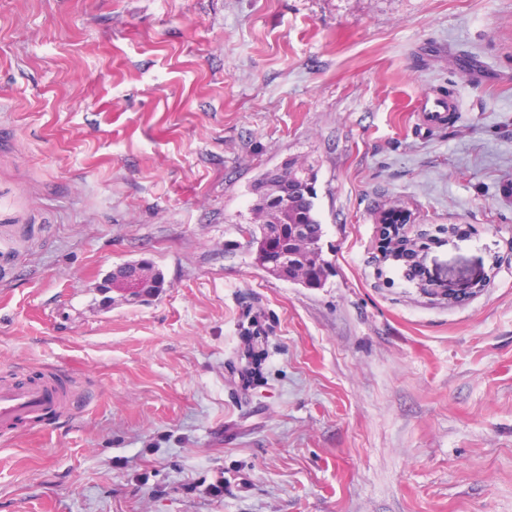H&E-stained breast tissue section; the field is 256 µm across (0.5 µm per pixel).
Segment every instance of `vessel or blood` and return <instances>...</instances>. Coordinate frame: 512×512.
<instances>
[{
  "label": "vessel or blood",
  "mask_w": 512,
  "mask_h": 512,
  "mask_svg": "<svg viewBox=\"0 0 512 512\" xmlns=\"http://www.w3.org/2000/svg\"><path fill=\"white\" fill-rule=\"evenodd\" d=\"M458 109L455 97L439 92L423 97L418 104L424 121L431 125L446 123ZM80 396L70 379L62 376L52 382H1L0 433L22 426L30 429L40 426L45 420L70 411Z\"/></svg>",
  "instance_id": "obj_1"
}]
</instances>
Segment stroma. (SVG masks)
Here are the masks:
<instances>
[{"label":"stroma","instance_id":"stroma-1","mask_svg":"<svg viewBox=\"0 0 512 512\" xmlns=\"http://www.w3.org/2000/svg\"><path fill=\"white\" fill-rule=\"evenodd\" d=\"M294 157L321 288L248 242ZM392 206L484 288L383 261ZM133 261L162 291L104 292ZM61 370L0 512H512V0H0V379ZM459 106L455 97L444 93H432L423 97L418 104L425 122L430 125H443L450 115L458 112Z\"/></svg>","mask_w":512,"mask_h":512}]
</instances>
